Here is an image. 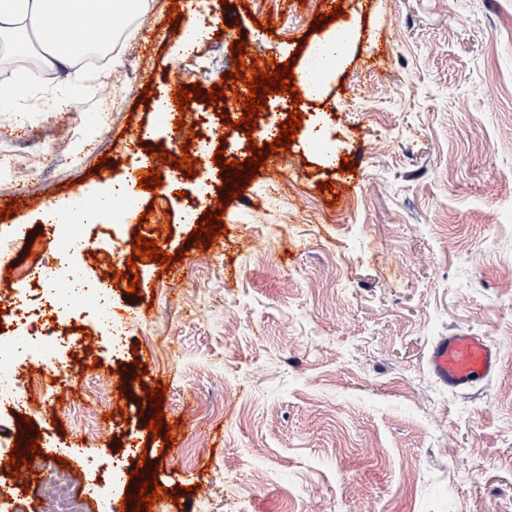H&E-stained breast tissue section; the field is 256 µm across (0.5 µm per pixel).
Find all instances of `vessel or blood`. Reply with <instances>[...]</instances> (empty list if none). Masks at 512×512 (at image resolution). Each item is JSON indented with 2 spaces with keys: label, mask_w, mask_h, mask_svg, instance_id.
I'll use <instances>...</instances> for the list:
<instances>
[{
  "label": "vessel or blood",
  "mask_w": 512,
  "mask_h": 512,
  "mask_svg": "<svg viewBox=\"0 0 512 512\" xmlns=\"http://www.w3.org/2000/svg\"><path fill=\"white\" fill-rule=\"evenodd\" d=\"M426 366L442 385L464 390L494 374L499 366V355L485 337L451 332L433 342Z\"/></svg>",
  "instance_id": "obj_1"
}]
</instances>
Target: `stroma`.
Instances as JSON below:
<instances>
[{
  "label": "stroma",
  "instance_id": "1",
  "mask_svg": "<svg viewBox=\"0 0 512 512\" xmlns=\"http://www.w3.org/2000/svg\"><path fill=\"white\" fill-rule=\"evenodd\" d=\"M343 14L329 18L333 6ZM220 17L191 54L170 0H148L130 37L103 60L61 70L53 84L0 52L19 87L0 111V155L16 148L13 118L42 132L25 166L0 182V235L26 226L0 282L25 290L50 243L48 206L104 194L134 152L181 143L155 123L175 79L202 90L231 72L232 48L292 59L313 25L344 28L339 66L303 97L289 149L268 154L223 233L198 248L181 214L195 182L164 166L137 191V213L86 225L87 278L109 276L123 349L110 351L85 307L66 336L92 334L79 368L48 392L31 369L21 415L0 414V445L25 421L40 437L31 480L0 474V512H31L58 466L84 512L105 470L86 457H126L112 512L140 492L135 469L177 490L151 512H512V0H210ZM355 168L341 173L344 159ZM277 167L278 183L267 177ZM178 255L175 270L133 257L135 235ZM134 259L151 290L130 291ZM486 336L501 362L488 379L451 391L427 370L432 341ZM165 385L163 439L142 391ZM67 409L60 426L50 407ZM96 440H88L89 431Z\"/></svg>",
  "mask_w": 512,
  "mask_h": 512
}]
</instances>
